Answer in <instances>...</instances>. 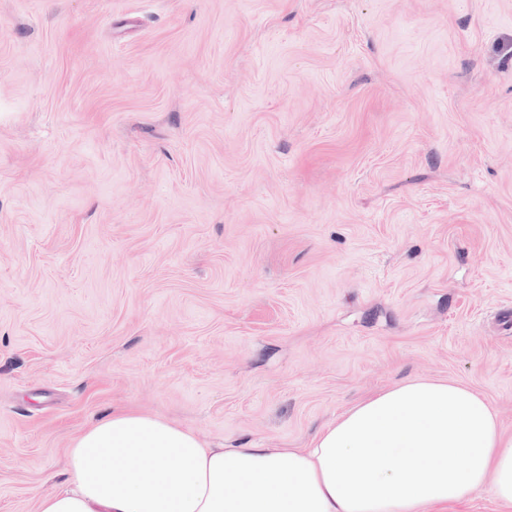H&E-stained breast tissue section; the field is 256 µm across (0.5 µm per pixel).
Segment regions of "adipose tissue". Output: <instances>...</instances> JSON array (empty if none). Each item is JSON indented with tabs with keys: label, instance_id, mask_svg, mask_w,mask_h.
Instances as JSON below:
<instances>
[{
	"label": "adipose tissue",
	"instance_id": "obj_1",
	"mask_svg": "<svg viewBox=\"0 0 512 512\" xmlns=\"http://www.w3.org/2000/svg\"><path fill=\"white\" fill-rule=\"evenodd\" d=\"M71 480L38 512H426L494 474L512 504V440L483 396L414 379L355 402L305 448H210L136 411L85 429Z\"/></svg>",
	"mask_w": 512,
	"mask_h": 512
}]
</instances>
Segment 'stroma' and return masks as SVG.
<instances>
[{
  "mask_svg": "<svg viewBox=\"0 0 512 512\" xmlns=\"http://www.w3.org/2000/svg\"><path fill=\"white\" fill-rule=\"evenodd\" d=\"M512 0H0V512L122 409L304 448L417 378L512 437Z\"/></svg>",
  "mask_w": 512,
  "mask_h": 512,
  "instance_id": "35a3bbf8",
  "label": "stroma"
}]
</instances>
